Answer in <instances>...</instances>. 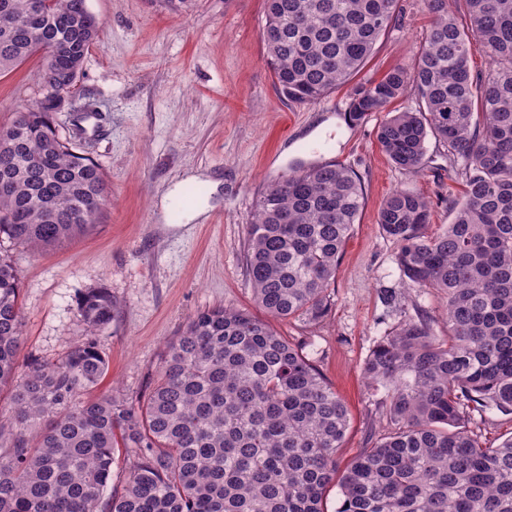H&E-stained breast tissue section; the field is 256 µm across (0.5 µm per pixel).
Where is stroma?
Here are the masks:
<instances>
[{"label": "stroma", "instance_id": "1", "mask_svg": "<svg viewBox=\"0 0 512 512\" xmlns=\"http://www.w3.org/2000/svg\"><path fill=\"white\" fill-rule=\"evenodd\" d=\"M87 5L103 26L54 120L68 137L75 120L95 114L97 132L83 131L78 145L104 170L112 202L90 234L41 253L0 239L18 270L21 358L61 359L80 335L81 298L105 288L117 313L97 337L109 365L98 390L143 396L190 316L220 304L252 308L243 245L256 199L287 174L298 144L326 142L360 178L363 208L329 289L328 316L271 325L346 403L351 423L338 459L347 464L387 430L361 373L375 345L418 312L436 335L447 333L443 295L403 280L378 213L393 190L410 188L431 201L432 229L449 224L462 181L448 150L429 141L424 169L413 175L379 147L384 113L354 128L344 122L354 88L414 61L428 14L420 0H403L401 26L379 38L349 83L297 105L280 96L266 63L264 0H193L181 13L159 0ZM41 64L35 57L0 77V126L39 98ZM388 288L399 306L384 304Z\"/></svg>", "mask_w": 512, "mask_h": 512}]
</instances>
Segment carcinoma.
Masks as SVG:
<instances>
[{
	"mask_svg": "<svg viewBox=\"0 0 512 512\" xmlns=\"http://www.w3.org/2000/svg\"><path fill=\"white\" fill-rule=\"evenodd\" d=\"M400 0H266L263 39L281 95L322 101L396 26ZM429 27L415 61L356 88L348 126L406 95L418 107L377 129L392 164L423 170L429 139L462 162L453 220L428 232L430 205L393 191L378 224L401 274L445 295L448 335L415 317L363 365L383 393L388 431L344 470L346 404L301 347L247 310L197 312L166 346L143 398L85 393L105 377L98 332L105 288L79 306L81 340L58 362H19V278L0 254V512H512V434L486 446L469 414H512V0H422ZM0 76L34 56L70 88L101 23L87 0H0ZM482 52L487 69L472 72ZM53 98L0 127V234L34 251L94 230L110 197L103 169L54 125ZM364 203L340 163L295 166L256 201L244 246L256 304L323 320L328 288ZM132 452L112 486L116 454Z\"/></svg>",
	"mask_w": 512,
	"mask_h": 512,
	"instance_id": "obj_1",
	"label": "carcinoma"
}]
</instances>
